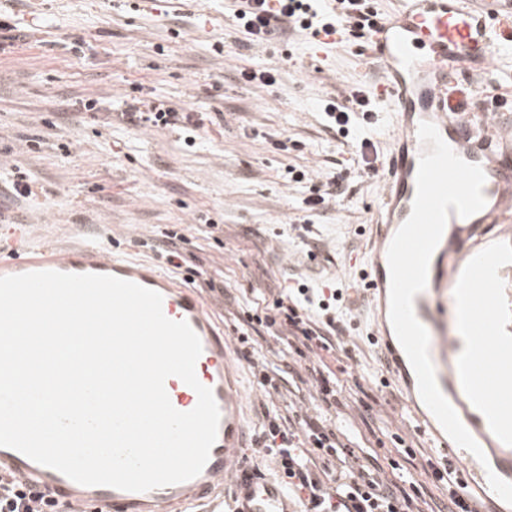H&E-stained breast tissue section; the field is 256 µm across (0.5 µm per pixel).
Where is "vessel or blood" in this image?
<instances>
[{
  "mask_svg": "<svg viewBox=\"0 0 512 512\" xmlns=\"http://www.w3.org/2000/svg\"><path fill=\"white\" fill-rule=\"evenodd\" d=\"M368 43L380 71L377 97L395 126L363 272L374 338L388 377L413 408L432 461L449 475L451 490L480 497L482 512H512L487 478L492 471L512 482V103L503 97L466 111L459 83L482 74L492 50H512V0H396L377 19ZM424 121L434 123L455 153L486 175L485 207L468 218L449 217L427 286L414 298L415 315L430 334L439 387L483 449L482 461L455 444L423 403L390 321L387 251L411 213L423 149L418 127ZM47 270L113 275L160 293L165 316L187 321L202 342L196 375L212 389L220 410L217 439L198 476L146 492L83 486L5 447L0 469L56 493L63 512H84L91 503L107 512H201L221 500L227 512H295L281 485L238 459L247 431L233 342L191 288L149 263L91 248L65 254L25 248L0 259V276ZM165 387L175 409L195 407L197 394L182 380L169 377Z\"/></svg>",
  "mask_w": 512,
  "mask_h": 512,
  "instance_id": "vessel-or-blood-1",
  "label": "vessel or blood"
}]
</instances>
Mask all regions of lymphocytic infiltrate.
Segmentation results:
<instances>
[{
	"mask_svg": "<svg viewBox=\"0 0 512 512\" xmlns=\"http://www.w3.org/2000/svg\"><path fill=\"white\" fill-rule=\"evenodd\" d=\"M234 18L246 45L267 41L281 25L316 36L332 33L344 24L350 35L360 38L373 24L374 12L367 0H336L335 11L320 12L311 0H237ZM370 98L354 90L330 99L324 107L325 120L347 133L352 116L369 112ZM120 119L140 127L193 131L201 119L162 101H136ZM347 290H334L330 298H318L307 288L295 293H277L262 300L249 315L251 329H264L286 349L303 346L313 356L307 371L319 401L335 407L343 390L336 375L320 359V352H332L340 345L336 304L345 300ZM391 441L397 456L387 467L365 462L351 440L333 427L327 418L292 412L283 415L272 404L261 403L254 426L252 451L261 461L274 465L294 495L302 512H422L425 492L407 469L418 461L422 470L431 467L429 455L418 454L400 435ZM55 501L49 493L16 482L0 473V512H53Z\"/></svg>",
	"mask_w": 512,
	"mask_h": 512,
	"instance_id": "1",
	"label": "lymphocytic infiltrate"
}]
</instances>
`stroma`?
Wrapping results in <instances>:
<instances>
[{
    "instance_id": "35a3bbf8",
    "label": "stroma",
    "mask_w": 512,
    "mask_h": 512,
    "mask_svg": "<svg viewBox=\"0 0 512 512\" xmlns=\"http://www.w3.org/2000/svg\"><path fill=\"white\" fill-rule=\"evenodd\" d=\"M233 9V0H0V26L27 34L0 51V165L20 167L36 192L0 200L1 259L14 256L22 224L29 247L57 250L98 241L107 225L108 251L157 261L181 283L198 271L219 284L205 298L229 333L256 290L360 283L391 121L374 104V118L354 119L345 137L326 127L322 106L344 91L373 92L359 66L368 45L340 31L324 65L301 34L245 51ZM242 67L276 70L277 82H245ZM142 96L215 119L188 140L116 119ZM61 97L100 107L77 122L61 114ZM288 167L346 172L350 185L305 223L312 184L284 180ZM166 230L178 234L181 267L150 247ZM344 321L353 341L326 363L343 386L361 387L372 420L352 403L338 423L376 447L374 431L404 425L403 401L380 384L369 312Z\"/></svg>"
}]
</instances>
